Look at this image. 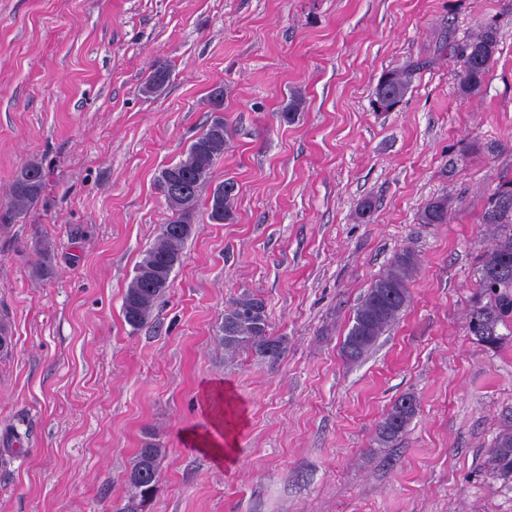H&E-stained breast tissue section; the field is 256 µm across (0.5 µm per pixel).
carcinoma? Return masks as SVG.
<instances>
[{
  "label": "carcinoma",
  "instance_id": "1",
  "mask_svg": "<svg viewBox=\"0 0 512 512\" xmlns=\"http://www.w3.org/2000/svg\"><path fill=\"white\" fill-rule=\"evenodd\" d=\"M498 46L497 29L488 25L475 39L457 48L462 66L458 91L462 96L470 97L481 91ZM411 78L409 68L384 72L374 89L373 103L390 111L409 92ZM168 80V68L159 65L149 75L144 91L156 93ZM227 134L226 123L210 117L206 129L190 143L180 160L162 169L157 178L158 189L171 215L153 244L143 251L135 275L123 295L125 322L135 330L149 320L158 301L171 286V275L193 232L194 215L202 192L209 184L216 162L224 157ZM45 177L43 163L39 160H32L19 169L11 185L9 205L0 208L1 226L12 224L38 206L44 199ZM172 177L180 181L182 192L165 189L166 181ZM232 197L231 189L222 195L216 189L210 193L207 209L212 222L222 224L231 220ZM418 220L421 224L447 223L448 199L430 200L420 211ZM482 223L493 226L495 235L491 247L477 259L468 332L478 326L483 335L495 341L502 327L512 334V182L500 186L491 197ZM34 250L38 254L36 273L45 278L52 276L54 255L50 246L37 241ZM417 262L412 250L403 249L396 253L389 268L370 284L354 311L351 327L341 345L345 361H360L397 321L409 303L408 283ZM216 340L230 356L248 349L270 363L277 362L286 350L284 337L270 332L264 299L252 293H244L230 303L224 311V321ZM417 410L414 396H400L377 425L375 442L378 446L388 448L398 441ZM161 456V449L153 443L137 449L126 473L130 493L118 512H145L157 489ZM487 466L493 477L512 483V418L502 420L488 451Z\"/></svg>",
  "mask_w": 512,
  "mask_h": 512
}]
</instances>
